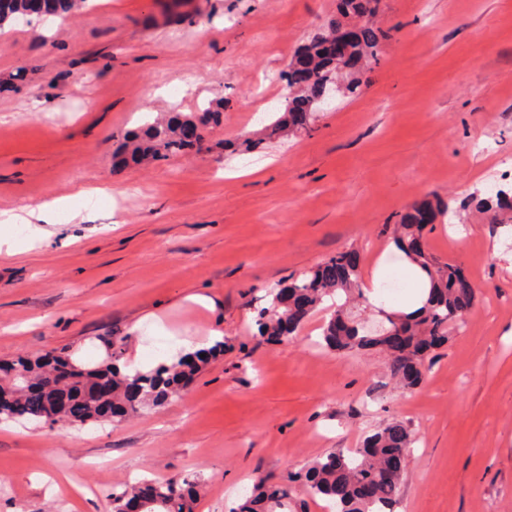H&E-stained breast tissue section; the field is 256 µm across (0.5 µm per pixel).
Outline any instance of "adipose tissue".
<instances>
[{"instance_id": "ef3b65f1", "label": "adipose tissue", "mask_w": 512, "mask_h": 512, "mask_svg": "<svg viewBox=\"0 0 512 512\" xmlns=\"http://www.w3.org/2000/svg\"><path fill=\"white\" fill-rule=\"evenodd\" d=\"M92 198V193L83 191L70 198L41 204L23 213L0 212V248L15 252L32 247L46 237L45 227L54 223L57 209H68L70 218L74 219L89 208ZM18 224L27 229L24 237H17L12 231L13 226Z\"/></svg>"}]
</instances>
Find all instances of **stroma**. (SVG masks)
<instances>
[{"label":"stroma","instance_id":"obj_1","mask_svg":"<svg viewBox=\"0 0 512 512\" xmlns=\"http://www.w3.org/2000/svg\"><path fill=\"white\" fill-rule=\"evenodd\" d=\"M336 0H92L0 30V210L102 189L100 211L0 252V366L65 350L149 370L211 351L183 394L69 429L0 421V512H112L143 478L198 476L193 512H230L255 481L412 433L395 512H512V222L481 201L512 188V0H383L388 30L355 97L312 131L263 140L296 48ZM223 101L202 147L121 164L126 134ZM424 232L477 288L464 328L396 384L387 356L320 347L324 302L297 336L259 340L270 289L358 251L362 280L408 273L393 238Z\"/></svg>","mask_w":512,"mask_h":512}]
</instances>
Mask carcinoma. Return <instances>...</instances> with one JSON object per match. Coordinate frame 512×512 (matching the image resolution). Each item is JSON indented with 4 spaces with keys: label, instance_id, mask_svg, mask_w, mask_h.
<instances>
[{
    "label": "carcinoma",
    "instance_id": "obj_1",
    "mask_svg": "<svg viewBox=\"0 0 512 512\" xmlns=\"http://www.w3.org/2000/svg\"><path fill=\"white\" fill-rule=\"evenodd\" d=\"M85 2L45 0L44 15H67ZM380 5L381 0H341V13L351 18V25L357 32L339 56L330 55L325 44L345 27L341 21L332 24L329 32L313 37L293 55L284 74L289 90L286 108L269 124L271 134L301 130L295 121L293 103H306L311 112L316 113L322 111L327 94L332 92L345 99L356 89V72L352 68L361 62H377L380 42L388 38L387 33L374 28L371 22ZM30 9V0H0V25L27 19L31 15ZM298 73L302 74L299 86L293 81ZM223 109L224 102L218 101L199 117L149 125L143 136L130 139V152L135 157L154 160L182 154L195 146L182 137L183 127H202L208 118L221 116ZM449 209L448 203L436 210L430 206L416 209L400 224L401 230L394 237L395 246L426 275L429 282L427 298L420 308L411 313L387 312L380 319L387 328H401L406 334L405 345L392 352L391 370L407 388L418 383L421 369L406 372L405 364L422 360L427 352L445 343L451 329L462 327L475 303L474 289L460 275L458 265L440 264L426 250L412 252L407 247L409 241L421 236L425 225L433 223L436 216L445 215ZM361 279V267L347 265V252L336 253L302 278L282 288L271 289L269 306L258 311V336L273 338L293 334L324 298L340 293L349 296L360 291ZM345 314L347 310L340 304L325 322L323 340L328 348L354 351L382 344L377 333L364 329L358 321L355 327L338 334L336 321ZM64 361L66 357L54 353L37 363L18 360L11 367L6 382L0 384V416L69 423L65 410L59 406L33 408L25 405V388L29 382L43 386L50 395L56 392L52 372ZM203 364L200 353L194 352L181 354L169 363L162 362L150 371H123L111 363L90 369L81 366L73 387L86 398L87 414L81 424L108 420L101 412L100 398L93 392L100 382L111 385L112 407L122 418L141 408L165 403L180 391L187 374L197 372ZM409 444L407 428L399 422H391L367 437L364 447L351 454L334 451L302 470L287 472L277 483L258 482L232 512H298L292 498L297 486L311 497L329 499L337 512H394L406 469L402 467L391 472L389 464L394 457L405 454ZM366 482L375 486L370 495L361 490V485ZM196 487V482L187 480L181 484L176 479L127 484L122 491L112 492V512H123L126 500L143 488L150 491L152 498L145 512H191Z\"/></svg>",
    "mask_w": 512,
    "mask_h": 512
}]
</instances>
